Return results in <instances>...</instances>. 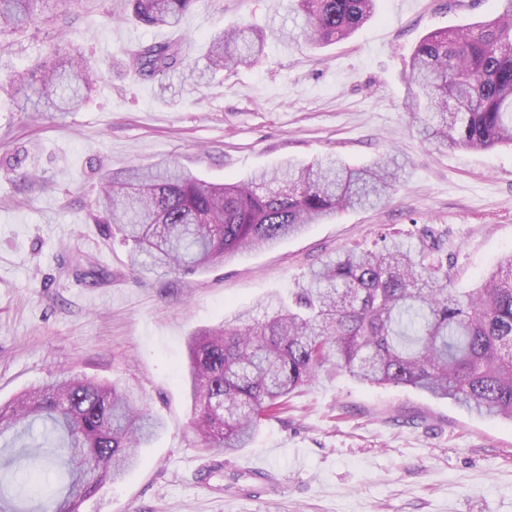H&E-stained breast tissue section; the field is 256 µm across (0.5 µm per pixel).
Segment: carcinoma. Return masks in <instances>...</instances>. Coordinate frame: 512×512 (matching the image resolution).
Wrapping results in <instances>:
<instances>
[{
	"label": "carcinoma",
	"mask_w": 512,
	"mask_h": 512,
	"mask_svg": "<svg viewBox=\"0 0 512 512\" xmlns=\"http://www.w3.org/2000/svg\"><path fill=\"white\" fill-rule=\"evenodd\" d=\"M48 0H0L1 38L34 23L56 28L64 17ZM199 0H124L146 26H174ZM376 0H296L322 43L349 38L375 13ZM491 17L462 29L425 35L409 61L408 108L422 113L423 135L450 149L512 145V0H496ZM265 35L226 28L209 38L206 68L232 74L263 55ZM147 79L182 63L169 42L126 52ZM97 72L80 55L39 56L25 80L54 94L57 112L85 100ZM402 167L391 156L351 167L325 157L288 162L247 180L214 184L166 164L113 171L96 199L97 222L112 225L131 265L150 258L166 274H194L239 252L273 245L344 210L380 204ZM444 247L425 226L417 242L396 239L346 251L310 272L292 301L245 311L188 340L191 428L206 449L247 447L261 422L287 407L288 396L331 366L370 385L407 386L450 399L478 415L512 421V253L481 285L452 287ZM163 428L130 388L63 376L0 404V512H79L103 483L132 468ZM67 459L66 496L44 480L13 486V471L46 472L52 450Z\"/></svg>",
	"instance_id": "carcinoma-1"
}]
</instances>
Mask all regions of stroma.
Here are the masks:
<instances>
[{
	"label": "stroma",
	"instance_id": "35a3bbf8",
	"mask_svg": "<svg viewBox=\"0 0 512 512\" xmlns=\"http://www.w3.org/2000/svg\"><path fill=\"white\" fill-rule=\"evenodd\" d=\"M118 0H68L70 31L32 27L0 50V402L63 372L137 387L164 430L140 464L81 512H512V423L404 386L321 372L247 448L205 451L189 427L188 337L379 234L445 243L458 288L512 252V146L453 150L408 112L406 63L436 29L475 23L495 0H380L348 41L316 47L293 0H199L174 27L113 21ZM264 30L261 60L197 80L225 26ZM179 44L183 63L140 79L124 50ZM100 72L87 104L61 115L21 83L50 47ZM331 153L352 166L391 154V197L202 273L132 270L95 221L102 179L166 160L213 183ZM99 278L88 277V270Z\"/></svg>",
	"mask_w": 512,
	"mask_h": 512
}]
</instances>
